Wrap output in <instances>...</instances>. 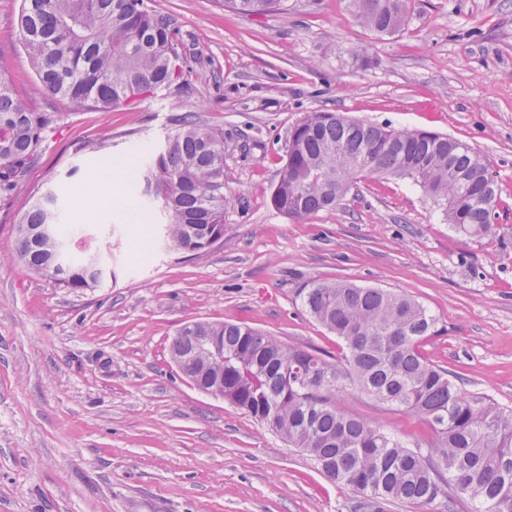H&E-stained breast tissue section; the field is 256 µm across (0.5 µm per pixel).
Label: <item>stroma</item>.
Wrapping results in <instances>:
<instances>
[{"label":"stroma","instance_id":"stroma-1","mask_svg":"<svg viewBox=\"0 0 512 512\" xmlns=\"http://www.w3.org/2000/svg\"><path fill=\"white\" fill-rule=\"evenodd\" d=\"M144 2L176 31L180 75L104 111L45 93L19 37L22 0H0V78L53 116L0 196V512H345L349 490L188 384L169 346L186 323L232 321L338 358L295 290L346 280L421 302L440 328L425 355L468 394L512 408V0H413L386 37L348 0H288L262 17L219 0ZM315 111L467 143L508 204L497 240L457 234L419 187L393 179L361 180L304 221L279 212L289 132ZM186 115L224 131L221 244L173 252L152 216L93 205L83 225L105 259L99 286L61 288L15 259L16 225L44 191L75 210L100 155L135 165ZM338 400L407 445L432 436L354 390Z\"/></svg>","mask_w":512,"mask_h":512}]
</instances>
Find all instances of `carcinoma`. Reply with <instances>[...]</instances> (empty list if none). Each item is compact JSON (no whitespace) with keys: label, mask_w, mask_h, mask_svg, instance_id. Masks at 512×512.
I'll use <instances>...</instances> for the list:
<instances>
[{"label":"carcinoma","mask_w":512,"mask_h":512,"mask_svg":"<svg viewBox=\"0 0 512 512\" xmlns=\"http://www.w3.org/2000/svg\"><path fill=\"white\" fill-rule=\"evenodd\" d=\"M410 0H349L357 20L395 34ZM238 13L288 10V0H222ZM19 33L32 69L52 96L103 109L168 86L176 75L174 29L144 0H23ZM48 112H34L0 81V193L7 194L37 153ZM360 177L409 179L426 191L443 220L471 239L492 240L503 201L484 159L446 135L395 129L311 112L290 131L287 161L273 206L298 221L333 209ZM141 195L166 216L170 250L207 249L224 239V131L185 116L137 171ZM58 197L48 192L19 222L16 258L31 272L72 290L104 276L98 253L70 251L57 229ZM303 311L342 342L332 363L248 325L209 321L180 327L176 364L219 387L224 401L305 453L332 483L353 493L347 512H386L394 501L437 504L457 512L461 500L480 512H512V409L465 394L424 343L439 335L417 300L382 288L337 281L296 289ZM219 336L224 352L201 343ZM352 388L378 405L428 422L432 439L410 448L376 423L348 413L336 395Z\"/></svg>","instance_id":"obj_1"}]
</instances>
